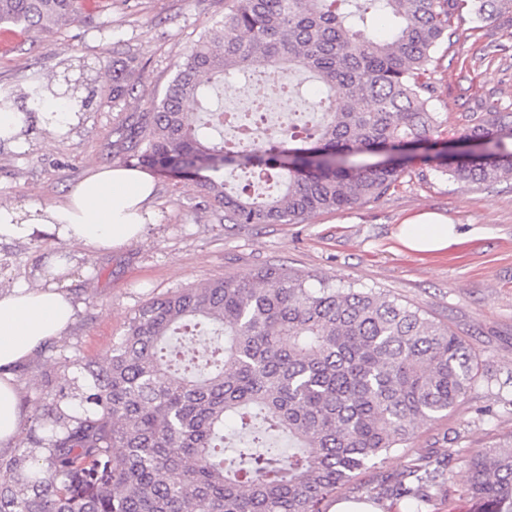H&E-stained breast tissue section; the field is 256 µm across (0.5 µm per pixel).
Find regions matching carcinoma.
<instances>
[{"label": "carcinoma", "mask_w": 512, "mask_h": 512, "mask_svg": "<svg viewBox=\"0 0 512 512\" xmlns=\"http://www.w3.org/2000/svg\"><path fill=\"white\" fill-rule=\"evenodd\" d=\"M392 17L382 37L357 0H224L222 36L200 38L153 111L116 128L133 166L191 177L226 224H298L375 201L419 151L474 185L512 179V109L470 117L467 151L437 150L434 54L448 17L512 14V0H366ZM83 20L82 0H0V27L34 33ZM112 63V100L132 93ZM297 69L327 89L316 129L224 144L210 108L224 76ZM41 78L23 98L41 103ZM387 154L375 162L361 156ZM475 353L448 326L381 292L276 266L149 299L103 359L83 364L80 414L40 426L49 454L9 463L0 512H323L341 486L453 408ZM471 512H512V436L471 455ZM439 474L425 459L380 495L426 512Z\"/></svg>", "instance_id": "cac0c4a2"}]
</instances>
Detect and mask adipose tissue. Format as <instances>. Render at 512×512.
Wrapping results in <instances>:
<instances>
[{
  "mask_svg": "<svg viewBox=\"0 0 512 512\" xmlns=\"http://www.w3.org/2000/svg\"><path fill=\"white\" fill-rule=\"evenodd\" d=\"M52 141L79 123L62 112L55 98L26 103ZM155 182L146 172L120 165L93 171L74 184L64 201L53 204H0V242L47 236L83 247L120 248L139 239L154 219ZM451 232L437 214L423 212L403 224L398 238L410 250L447 248ZM73 262L65 251L46 252L41 280L0 289V447L13 445L20 424L15 369L36 349L60 338L73 323L75 305L67 286Z\"/></svg>",
  "mask_w": 512,
  "mask_h": 512,
  "instance_id": "ef3b65f1",
  "label": "adipose tissue"
}]
</instances>
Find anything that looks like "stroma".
Instances as JSON below:
<instances>
[{"mask_svg": "<svg viewBox=\"0 0 512 512\" xmlns=\"http://www.w3.org/2000/svg\"><path fill=\"white\" fill-rule=\"evenodd\" d=\"M84 22L59 32L22 34L0 49V87L21 91L28 76L78 71L90 104L80 125L48 142L33 130L27 148H0V203H58L90 171L109 166L113 130L127 116L151 111L176 64L203 36L221 34L224 0H83ZM438 52L434 108L449 151L463 146L470 113L482 104H512V17L452 18ZM131 59L134 90L112 100V60ZM156 222L119 249L70 246L69 290L76 319L16 372L21 424L0 449V479L20 448L45 457L37 416L58 405L74 414L89 386L82 364L105 356L147 299L266 265L299 270L342 287L354 285L408 301L445 322L476 354L477 375L460 403L419 425L406 449L390 454L336 499L377 497L382 481L417 458L444 474L431 512H466V456L512 434V180L491 187L457 181L420 161L379 200L316 215L299 224H223L194 182L153 171ZM431 211L455 224L448 248L417 253L396 239L402 224ZM48 237L0 243V287L35 281ZM66 387L69 399L57 404Z\"/></svg>", "mask_w": 512, "mask_h": 512, "instance_id": "35a3bbf8", "label": "stroma"}]
</instances>
